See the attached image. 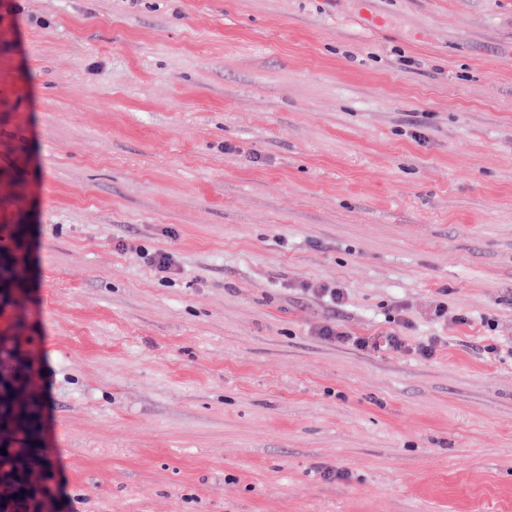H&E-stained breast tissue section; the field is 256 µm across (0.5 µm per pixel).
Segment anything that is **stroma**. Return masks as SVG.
I'll list each match as a JSON object with an SVG mask.
<instances>
[{
    "label": "stroma",
    "mask_w": 512,
    "mask_h": 512,
    "mask_svg": "<svg viewBox=\"0 0 512 512\" xmlns=\"http://www.w3.org/2000/svg\"><path fill=\"white\" fill-rule=\"evenodd\" d=\"M0 283L23 512H512V0H0ZM318 336L325 340L348 343L361 349L379 348L400 352L409 347L406 337L392 329L379 336H354L346 328L336 322H327L319 327Z\"/></svg>",
    "instance_id": "1"
}]
</instances>
